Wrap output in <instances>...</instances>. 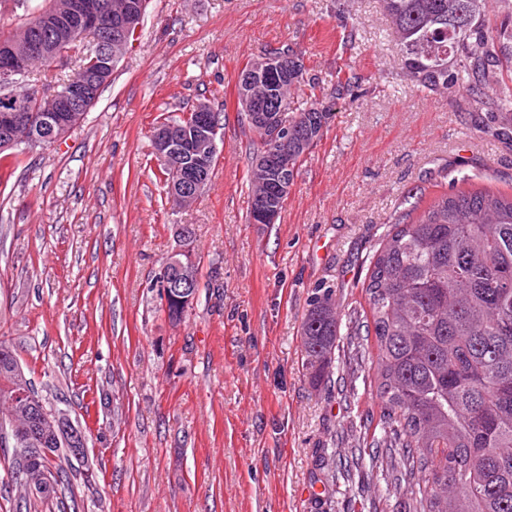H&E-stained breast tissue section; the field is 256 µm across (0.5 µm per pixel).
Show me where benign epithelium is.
<instances>
[{
    "mask_svg": "<svg viewBox=\"0 0 512 512\" xmlns=\"http://www.w3.org/2000/svg\"><path fill=\"white\" fill-rule=\"evenodd\" d=\"M146 0H124L121 8L112 14L109 22L103 20L102 4L98 0H50L37 25L30 27L24 42L0 43V83L8 84L23 74L30 58L45 56L54 61L62 59V45L73 29L82 31L91 39V56L102 61V67L79 72L64 88L49 90L39 86L35 96L46 98L53 104L51 130L48 139L57 144L69 131L85 118L84 110L94 103L105 84L103 76L122 57L130 44L131 35L137 33L145 11ZM296 56L286 50L265 54L254 68L240 79L239 94L244 110L251 121L261 127L265 147L256 165L274 175L271 192L288 195L291 183L287 173L291 167L288 148L293 146L295 132L283 119V108L277 100L255 95L260 85L274 86L288 80V71ZM213 109L201 102L195 106L188 125L171 123L157 131L153 137L155 157L170 171L167 192L170 199L184 198L188 204L207 187V174L221 138L220 126L213 120ZM31 129L27 109L11 100L0 104V150L16 147L22 141L36 142V136L22 135L20 130ZM279 210L271 198L258 202V217L262 224H273ZM194 262L189 250L173 252L162 266L156 280L163 296H179L192 304L194 293Z\"/></svg>",
    "mask_w": 512,
    "mask_h": 512,
    "instance_id": "1",
    "label": "benign epithelium"
}]
</instances>
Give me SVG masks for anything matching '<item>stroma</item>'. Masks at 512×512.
<instances>
[{"instance_id":"obj_1","label":"stroma","mask_w":512,"mask_h":512,"mask_svg":"<svg viewBox=\"0 0 512 512\" xmlns=\"http://www.w3.org/2000/svg\"><path fill=\"white\" fill-rule=\"evenodd\" d=\"M346 14L352 32L339 26ZM290 46L307 81L289 108L335 95L273 224L247 218L255 133L237 109L247 62ZM352 94L336 96L340 82ZM221 111L212 179L162 201L151 131L198 102ZM512 192V123L463 94L419 90L379 0H149L96 106L57 145L0 154V341L35 387L89 428L94 483L0 512H396L402 492L338 479L381 407L371 360L313 385L301 321L315 289L365 303L362 261L417 192ZM191 225L196 300L181 322L153 283Z\"/></svg>"}]
</instances>
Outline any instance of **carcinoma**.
Returning <instances> with one entry per match:
<instances>
[{"label": "carcinoma", "mask_w": 512, "mask_h": 512, "mask_svg": "<svg viewBox=\"0 0 512 512\" xmlns=\"http://www.w3.org/2000/svg\"><path fill=\"white\" fill-rule=\"evenodd\" d=\"M464 0H382L404 68L419 87L465 93L472 102L512 111L504 81L486 70L512 48V27L486 24L488 0L464 27L449 17ZM45 3L27 9L0 42L33 23ZM65 48L78 69L90 62L75 35ZM453 62H448V58ZM313 96L288 113L289 123L322 138L330 114ZM248 221L268 182L252 167ZM361 283L368 310L349 313L348 347L359 354L374 337L380 436L350 449L346 477L364 459L371 475L408 495V512H512V193L490 190L443 193L414 219L393 224L367 257ZM311 378L319 385L335 356L339 335L333 293H316L301 323ZM27 391L35 402L14 399ZM35 391L12 349L0 341V423L52 443V456L32 460L14 451L7 466L24 487L51 482L44 500L60 499L66 467L96 478L85 453L57 444L52 427H33Z\"/></svg>", "instance_id": "obj_1"}]
</instances>
